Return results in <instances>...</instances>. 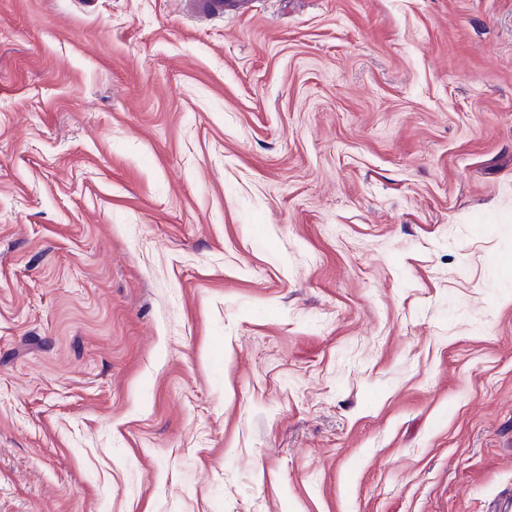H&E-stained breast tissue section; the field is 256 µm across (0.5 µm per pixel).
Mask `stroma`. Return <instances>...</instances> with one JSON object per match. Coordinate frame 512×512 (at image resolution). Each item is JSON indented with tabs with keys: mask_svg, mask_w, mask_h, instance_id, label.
Instances as JSON below:
<instances>
[{
	"mask_svg": "<svg viewBox=\"0 0 512 512\" xmlns=\"http://www.w3.org/2000/svg\"><path fill=\"white\" fill-rule=\"evenodd\" d=\"M512 498V0H0V512Z\"/></svg>",
	"mask_w": 512,
	"mask_h": 512,
	"instance_id": "stroma-1",
	"label": "stroma"
}]
</instances>
